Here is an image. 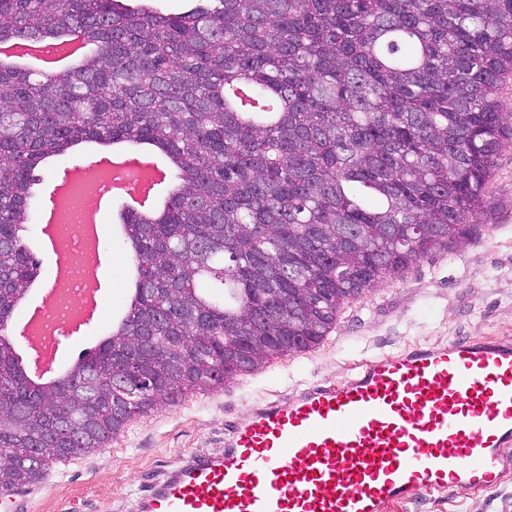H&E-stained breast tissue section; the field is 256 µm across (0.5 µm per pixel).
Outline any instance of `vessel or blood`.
I'll use <instances>...</instances> for the list:
<instances>
[{
	"label": "vessel or blood",
	"instance_id": "1",
	"mask_svg": "<svg viewBox=\"0 0 512 512\" xmlns=\"http://www.w3.org/2000/svg\"><path fill=\"white\" fill-rule=\"evenodd\" d=\"M511 464L512 339L454 340L256 403L223 453L164 468L132 512H387L496 487Z\"/></svg>",
	"mask_w": 512,
	"mask_h": 512
}]
</instances>
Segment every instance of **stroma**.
Returning <instances> with one entry per match:
<instances>
[{
  "mask_svg": "<svg viewBox=\"0 0 512 512\" xmlns=\"http://www.w3.org/2000/svg\"><path fill=\"white\" fill-rule=\"evenodd\" d=\"M104 250L106 292L94 341L111 334L131 291L123 233L107 234ZM483 336L512 337V139L496 155L487 211L465 245L433 251L401 277L378 280L344 305L315 348L137 416L106 448L46 475L35 492L17 494L13 512H129L132 498L164 466L197 451L222 452L225 431L256 401L340 381L367 360L410 345ZM389 512H512V470L495 488L423 492Z\"/></svg>",
  "mask_w": 512,
  "mask_h": 512,
  "instance_id": "obj_1",
  "label": "stroma"
}]
</instances>
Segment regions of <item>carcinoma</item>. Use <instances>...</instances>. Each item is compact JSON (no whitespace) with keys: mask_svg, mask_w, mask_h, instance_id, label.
Segmentation results:
<instances>
[{"mask_svg":"<svg viewBox=\"0 0 512 512\" xmlns=\"http://www.w3.org/2000/svg\"><path fill=\"white\" fill-rule=\"evenodd\" d=\"M94 49L0 67V493L135 417L314 348L342 306L476 230L512 123V0H0V39ZM146 143L177 183L123 215L139 269L112 337L52 382L13 357L36 275L33 175L82 143ZM91 52V44L76 33L50 41L7 38L0 40V66L21 67L41 76H51L79 65Z\"/></svg>","mask_w":512,"mask_h":512,"instance_id":"carcinoma-1","label":"carcinoma"}]
</instances>
